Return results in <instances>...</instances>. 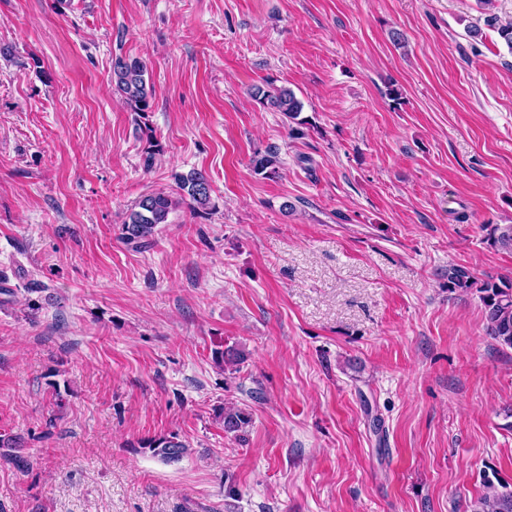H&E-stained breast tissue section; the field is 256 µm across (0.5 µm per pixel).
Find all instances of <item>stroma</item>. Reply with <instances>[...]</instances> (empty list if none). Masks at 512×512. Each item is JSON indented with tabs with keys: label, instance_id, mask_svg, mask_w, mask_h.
I'll return each instance as SVG.
<instances>
[{
	"label": "stroma",
	"instance_id": "stroma-1",
	"mask_svg": "<svg viewBox=\"0 0 512 512\" xmlns=\"http://www.w3.org/2000/svg\"><path fill=\"white\" fill-rule=\"evenodd\" d=\"M493 15L512 0H0V432L33 460L0 462V512H473L512 486V350L443 286L512 277L485 230L512 224ZM118 57L146 65L149 167ZM195 169L206 211L179 200ZM157 191L179 203L133 251L119 227ZM230 346L240 371L212 360ZM170 433L180 461L138 447ZM254 95L258 97L264 108L282 113L289 121L296 120L303 108L293 91L286 87L271 86L268 90L258 87ZM281 163L276 148H269L263 154L256 153L251 159L253 171L266 179L276 178L279 175ZM178 188L188 197L193 208L207 210L211 205V186L208 176L201 170H193L189 174H175ZM216 418L221 422L225 433L234 434L236 437L246 432V428L251 423L250 413L245 408L224 409L223 407Z\"/></svg>",
	"mask_w": 512,
	"mask_h": 512
}]
</instances>
